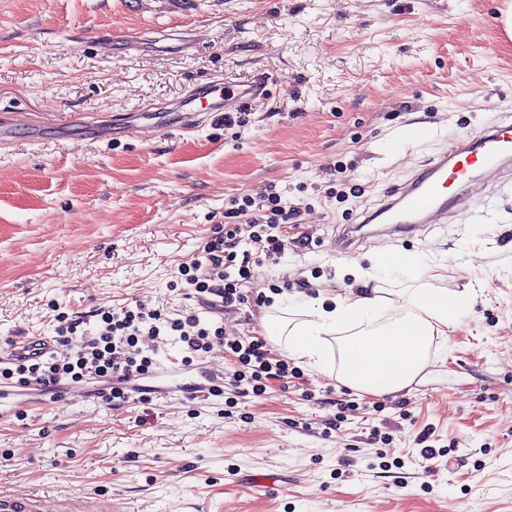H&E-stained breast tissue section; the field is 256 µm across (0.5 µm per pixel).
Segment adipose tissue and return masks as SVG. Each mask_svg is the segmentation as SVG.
<instances>
[{
    "label": "adipose tissue",
    "instance_id": "obj_1",
    "mask_svg": "<svg viewBox=\"0 0 512 512\" xmlns=\"http://www.w3.org/2000/svg\"><path fill=\"white\" fill-rule=\"evenodd\" d=\"M399 300V317L367 331L362 323L386 303L377 287L335 297L329 310L313 300L292 302L297 318L268 315L263 328L289 355L321 371L329 356V336L345 326H359V333L343 342L337 379L365 393L392 394L407 388L422 372L430 348L446 345L449 327L471 308L475 296L467 288L457 291L427 283L400 294Z\"/></svg>",
    "mask_w": 512,
    "mask_h": 512
}]
</instances>
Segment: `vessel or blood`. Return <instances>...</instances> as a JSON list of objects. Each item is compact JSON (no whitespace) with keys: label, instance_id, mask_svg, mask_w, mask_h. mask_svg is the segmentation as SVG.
I'll return each mask as SVG.
<instances>
[{"label":"vessel or blood","instance_id":"1","mask_svg":"<svg viewBox=\"0 0 512 512\" xmlns=\"http://www.w3.org/2000/svg\"><path fill=\"white\" fill-rule=\"evenodd\" d=\"M267 85L262 76L235 88L225 87L224 95L260 98ZM491 172L498 175L500 185L512 186V116L451 140L417 175L388 191L377 207L363 214L362 239L396 243L438 223L440 215L485 200V176ZM0 512H43V505L32 497L1 496Z\"/></svg>","mask_w":512,"mask_h":512}]
</instances>
